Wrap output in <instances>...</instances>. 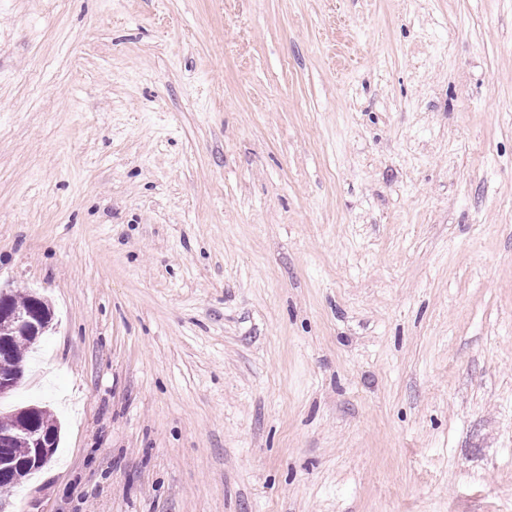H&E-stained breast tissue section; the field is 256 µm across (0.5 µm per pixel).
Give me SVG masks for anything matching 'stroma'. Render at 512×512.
Instances as JSON below:
<instances>
[{"label": "stroma", "instance_id": "stroma-1", "mask_svg": "<svg viewBox=\"0 0 512 512\" xmlns=\"http://www.w3.org/2000/svg\"><path fill=\"white\" fill-rule=\"evenodd\" d=\"M1 286L11 512H512V0H0ZM35 298V308L27 313L12 312L4 302L3 307H0V330L10 333L11 336H25L33 340L42 336L50 328L52 321L41 307L44 304L43 298L39 295H35ZM28 338L16 337L8 340V351L1 349V372H10L20 364L27 350L35 344ZM16 370L17 376L0 373V397L11 392L21 382L23 374L19 365ZM35 407L38 408V412L34 416L23 415L16 410L11 417L8 418L7 422L0 423V431L8 430L11 432V437H0L1 451H4V448H8V454L11 455L15 461L24 462L30 458L34 448V454L28 462L17 464V470L21 475L18 476L19 481H21L30 470L44 467L52 449H55L59 442V433L57 432L47 434L36 432L30 441L31 448H29V434L31 430H59L60 432V427L52 413L46 407ZM9 455L0 453V466L16 465L14 462H11Z\"/></svg>", "mask_w": 512, "mask_h": 512}]
</instances>
